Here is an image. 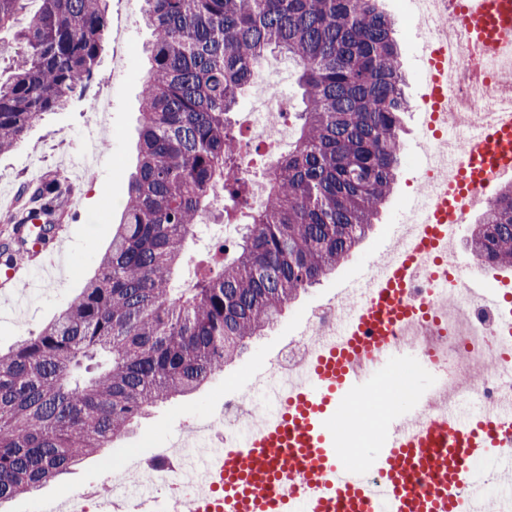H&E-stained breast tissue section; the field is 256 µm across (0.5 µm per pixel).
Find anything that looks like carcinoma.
Here are the masks:
<instances>
[{
  "label": "carcinoma",
  "instance_id": "carcinoma-1",
  "mask_svg": "<svg viewBox=\"0 0 512 512\" xmlns=\"http://www.w3.org/2000/svg\"><path fill=\"white\" fill-rule=\"evenodd\" d=\"M107 0H0V153L83 94L105 51ZM37 4L34 9L28 8ZM152 29L140 80V148L97 271L44 328L0 354V503L38 493L112 447L150 409L188 397L356 251L393 187L409 111L393 23L378 0H139ZM278 50L298 65L303 109L264 207L182 287L175 269L215 192L227 221L249 205L230 120L253 68ZM72 187L23 186V228L64 223ZM471 230L473 256L512 267V184Z\"/></svg>",
  "mask_w": 512,
  "mask_h": 512
}]
</instances>
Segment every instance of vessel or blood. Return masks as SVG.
I'll return each mask as SVG.
<instances>
[{"instance_id": "1", "label": "vessel or blood", "mask_w": 512, "mask_h": 512, "mask_svg": "<svg viewBox=\"0 0 512 512\" xmlns=\"http://www.w3.org/2000/svg\"><path fill=\"white\" fill-rule=\"evenodd\" d=\"M467 19L480 52L512 50V0H467ZM438 161L457 178L432 188L424 240L398 266L344 291L342 329L318 337L302 374L276 376L261 387L271 410L250 431L221 448L185 449L182 467L207 489L183 503L182 512H460V494L473 482L471 462L489 457L512 483V402L482 429L453 414L424 419L429 398L421 391L404 411L389 412L383 435L365 455L379 487L344 470L336 412L369 390L377 365L393 357L389 336L403 316L397 299L410 272L429 265L435 246L452 248L456 224L471 215L477 197L489 196L492 178L512 176V116L474 127L465 154L443 151ZM47 249L32 238L18 258L0 265V283L22 280L29 260Z\"/></svg>"}]
</instances>
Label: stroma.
<instances>
[{
	"mask_svg": "<svg viewBox=\"0 0 512 512\" xmlns=\"http://www.w3.org/2000/svg\"><path fill=\"white\" fill-rule=\"evenodd\" d=\"M380 3L397 20L405 93L415 97L421 88V46L426 35L410 27L407 0ZM107 15L109 28L121 27L126 32V70L114 71L110 54H103L83 96L74 97L67 109L48 113L35 123L22 146L0 153V240L10 233L7 218L15 209L24 183L36 176L62 177L74 188L61 233V247L53 263L41 270L33 287L16 288L10 295L0 292L2 351L51 321L84 287L97 269L111 240L112 226L119 222L123 211L121 203L137 157L138 76L145 66L142 46L150 40L151 32L140 16L132 13L128 0H108ZM98 103L108 107L105 145L100 149L99 164L88 170L80 158L89 141L88 115ZM423 168L420 160L401 164L379 220L356 254L338 266L335 273L301 293L274 327L253 339L247 350L227 362L222 372L189 399L155 407L133 434L115 441L105 457L89 458L80 470L52 481L43 490V498H59L76 486L91 483L98 485L100 492H107L109 483L104 467L108 461L126 456L132 448L137 449L140 462L153 461L159 449L177 439L184 425L198 412L219 413L226 394L248 391L254 378L265 373L276 359L282 344L301 333L311 310L334 299L348 281L364 278L369 259L392 245Z\"/></svg>",
	"mask_w": 512,
	"mask_h": 512,
	"instance_id": "stroma-1",
	"label": "stroma"
}]
</instances>
